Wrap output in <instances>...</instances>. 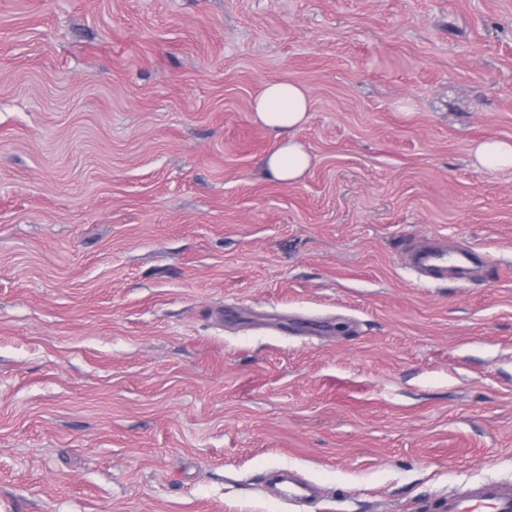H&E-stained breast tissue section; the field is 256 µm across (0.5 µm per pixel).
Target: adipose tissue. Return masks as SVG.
<instances>
[{"label":"adipose tissue","mask_w":512,"mask_h":512,"mask_svg":"<svg viewBox=\"0 0 512 512\" xmlns=\"http://www.w3.org/2000/svg\"><path fill=\"white\" fill-rule=\"evenodd\" d=\"M311 98L299 83L269 82L255 97L251 110L257 124L274 134L275 147L263 159L265 174L279 182L299 181L311 166V155L297 139L308 119Z\"/></svg>","instance_id":"1"}]
</instances>
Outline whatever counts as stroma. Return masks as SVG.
<instances>
[{
    "instance_id": "stroma-1",
    "label": "stroma",
    "mask_w": 512,
    "mask_h": 512,
    "mask_svg": "<svg viewBox=\"0 0 512 512\" xmlns=\"http://www.w3.org/2000/svg\"><path fill=\"white\" fill-rule=\"evenodd\" d=\"M0 0V512H440L512 481V0ZM311 94L265 176L268 81ZM445 239L487 263L419 281ZM320 489L298 507L264 479ZM311 98L300 83L269 82L251 106L254 121L275 135L276 143L263 159L265 174L279 182L299 181L311 166V155L297 139L310 112ZM476 166L483 170L512 168V141L486 140L474 149Z\"/></svg>"
}]
</instances>
